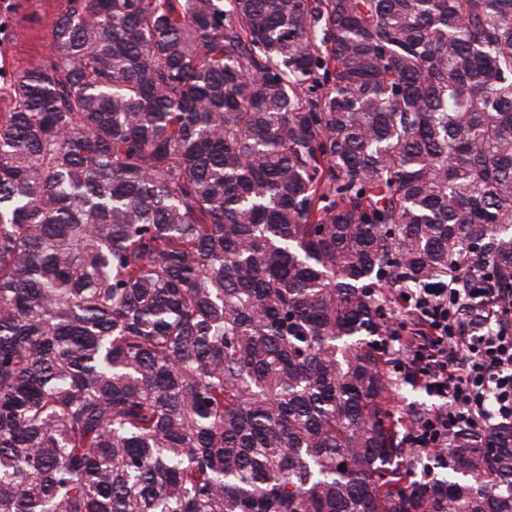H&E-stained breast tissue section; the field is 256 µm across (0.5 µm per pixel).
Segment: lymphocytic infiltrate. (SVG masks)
Returning a JSON list of instances; mask_svg holds the SVG:
<instances>
[{
	"mask_svg": "<svg viewBox=\"0 0 512 512\" xmlns=\"http://www.w3.org/2000/svg\"><path fill=\"white\" fill-rule=\"evenodd\" d=\"M386 344L402 380L431 399L405 416L406 443L443 459L450 441L512 417V295L468 280L404 292Z\"/></svg>",
	"mask_w": 512,
	"mask_h": 512,
	"instance_id": "f902f5d3",
	"label": "lymphocytic infiltrate"
}]
</instances>
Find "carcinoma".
<instances>
[{
  "label": "carcinoma",
  "instance_id": "obj_1",
  "mask_svg": "<svg viewBox=\"0 0 512 512\" xmlns=\"http://www.w3.org/2000/svg\"><path fill=\"white\" fill-rule=\"evenodd\" d=\"M0 112V512H512L408 482L402 290L512 291V0H67Z\"/></svg>",
  "mask_w": 512,
  "mask_h": 512
}]
</instances>
